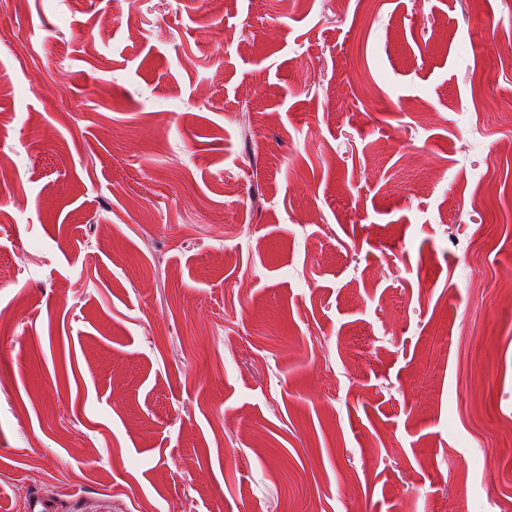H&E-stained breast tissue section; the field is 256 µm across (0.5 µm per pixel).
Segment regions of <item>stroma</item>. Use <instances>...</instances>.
<instances>
[{"label": "stroma", "instance_id": "obj_1", "mask_svg": "<svg viewBox=\"0 0 512 512\" xmlns=\"http://www.w3.org/2000/svg\"><path fill=\"white\" fill-rule=\"evenodd\" d=\"M130 2L0 0V512H498L512 0Z\"/></svg>", "mask_w": 512, "mask_h": 512}]
</instances>
